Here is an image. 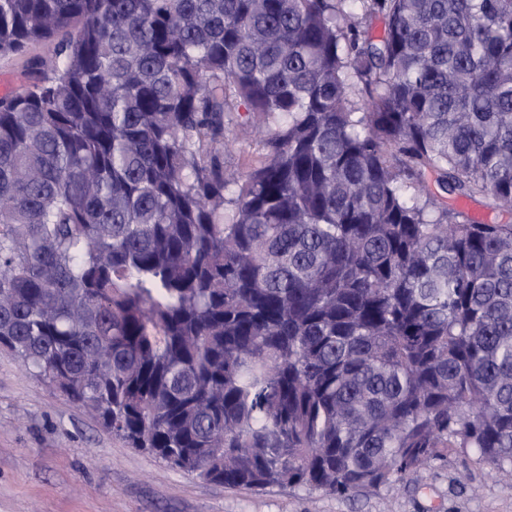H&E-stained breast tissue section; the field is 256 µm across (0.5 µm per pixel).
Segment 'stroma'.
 I'll list each match as a JSON object with an SVG mask.
<instances>
[{
	"label": "stroma",
	"mask_w": 512,
	"mask_h": 512,
	"mask_svg": "<svg viewBox=\"0 0 512 512\" xmlns=\"http://www.w3.org/2000/svg\"><path fill=\"white\" fill-rule=\"evenodd\" d=\"M0 512H512V480L451 448L351 498L227 488L127 447L0 350Z\"/></svg>",
	"instance_id": "35a3bbf8"
}]
</instances>
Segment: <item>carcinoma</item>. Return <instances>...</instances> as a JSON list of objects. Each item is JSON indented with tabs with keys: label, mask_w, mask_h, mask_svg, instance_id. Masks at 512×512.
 I'll list each match as a JSON object with an SVG mask.
<instances>
[{
	"label": "carcinoma",
	"mask_w": 512,
	"mask_h": 512,
	"mask_svg": "<svg viewBox=\"0 0 512 512\" xmlns=\"http://www.w3.org/2000/svg\"><path fill=\"white\" fill-rule=\"evenodd\" d=\"M38 43L0 98V348L228 488L441 448L512 476V0H0V56ZM263 134H256L253 141L236 145L230 153H224V162L246 173L263 160L264 151L260 140ZM426 181L428 189L435 195V198L439 203L444 205L450 204L470 219L489 221L497 215L496 210L492 206L491 200L488 198L477 197L476 199H454L437 187L433 175L429 174Z\"/></svg>",
	"instance_id": "carcinoma-1"
}]
</instances>
